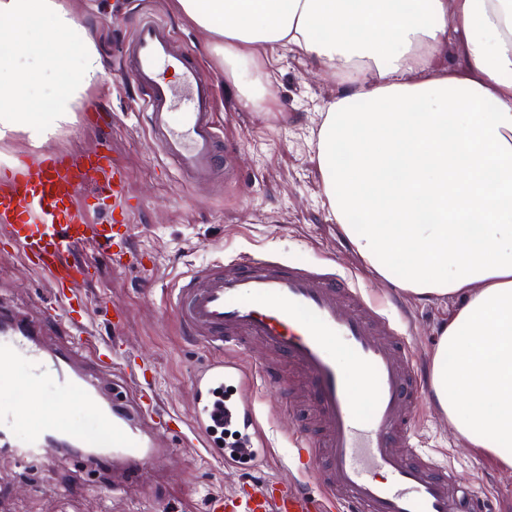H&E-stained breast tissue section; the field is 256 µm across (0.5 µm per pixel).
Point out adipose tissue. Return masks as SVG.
Masks as SVG:
<instances>
[{
    "instance_id": "ef3b65f1",
    "label": "adipose tissue",
    "mask_w": 512,
    "mask_h": 512,
    "mask_svg": "<svg viewBox=\"0 0 512 512\" xmlns=\"http://www.w3.org/2000/svg\"><path fill=\"white\" fill-rule=\"evenodd\" d=\"M217 44L238 105L274 97L279 49L340 92L316 160L361 259L455 307L431 357L434 403L470 448L512 469V0H173ZM60 0H0V141L47 143L104 75ZM460 69L433 72L447 42ZM53 113L54 125L40 113Z\"/></svg>"
}]
</instances>
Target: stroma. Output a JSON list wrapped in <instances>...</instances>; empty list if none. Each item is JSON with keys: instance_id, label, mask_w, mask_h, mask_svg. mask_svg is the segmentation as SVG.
<instances>
[{"instance_id": "obj_1", "label": "stroma", "mask_w": 512, "mask_h": 512, "mask_svg": "<svg viewBox=\"0 0 512 512\" xmlns=\"http://www.w3.org/2000/svg\"><path fill=\"white\" fill-rule=\"evenodd\" d=\"M80 28L72 40L90 37L104 69L102 83L91 89L77 120L42 147L22 140L0 143V175L14 162L38 152L94 151L110 143L113 156L128 171L137 207L130 220L129 241L138 262L115 268L92 246L80 245L72 255L91 263L93 273L83 288L89 329L111 335L106 307L118 303L128 312L123 334L135 361L155 370V391L163 408L187 413L192 375L213 353L187 336L166 298L180 276L206 262L241 252H262L306 266L334 262L340 273L356 276L371 299L386 304L411 345L422 369L453 310L454 301L416 300L372 274L357 254L326 204L315 160V134L321 109L335 99L338 86L313 60L286 50L269 54L275 100L269 111L242 109L231 84L215 61L208 37L182 21L172 0H128V21L115 20L114 0H61ZM149 15L168 22L179 41L193 51L203 72L216 86L214 108L232 149L236 176L221 192H201L185 185L173 167L147 143V130L135 114V91L121 70L119 52L132 33V18ZM105 115L104 126L89 122L92 112ZM33 314L52 305L50 287L19 254L0 243V303ZM276 387L253 392L261 429L271 447L258 466L262 476L296 469L293 425ZM412 443L473 478L477 493L495 512H512V472L499 469L462 446L447 419L423 399L415 413ZM232 472L223 463L181 452L164 463L145 466L142 485L116 491L107 467H83L67 452L53 463H22L0 455V512H205L207 497L230 489Z\"/></svg>"}]
</instances>
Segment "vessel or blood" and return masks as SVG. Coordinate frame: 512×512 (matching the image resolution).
I'll return each mask as SVG.
<instances>
[{
	"label": "vessel or blood",
	"instance_id": "obj_1",
	"mask_svg": "<svg viewBox=\"0 0 512 512\" xmlns=\"http://www.w3.org/2000/svg\"><path fill=\"white\" fill-rule=\"evenodd\" d=\"M133 29L121 57L139 90L151 145L185 182L223 185L233 169L215 117L214 83L164 22L142 16ZM86 193L108 202L111 223L88 221L79 206ZM131 209L128 175L106 147L45 154L0 180V235L47 278L65 312L44 315L43 325L64 337L47 350L41 325L0 308V362L26 363L16 390L29 392L33 380L46 379L95 413L87 433L74 430L63 401L40 424L22 426L16 412L0 411V450L39 460L66 450L79 462L112 466L128 482L138 465L164 462L176 448L249 471L265 454L252 407L260 380L297 387L310 402L319 432L300 438L298 460L304 469L324 461V494L284 476L246 479L214 493L206 512H485L467 474L412 447L420 395L410 348L350 277L328 268L244 254L184 276L171 302L188 336L217 351L261 346L283 357L295 376L264 363L249 375L217 358L192 377L189 417L160 410L149 374L121 359L120 337L107 343L86 335L80 290L88 265L70 256L90 241L114 266L132 265L122 247L132 233ZM358 375L368 383L363 406L355 394ZM223 423L238 434L230 452L217 434Z\"/></svg>",
	"mask_w": 512,
	"mask_h": 512
}]
</instances>
